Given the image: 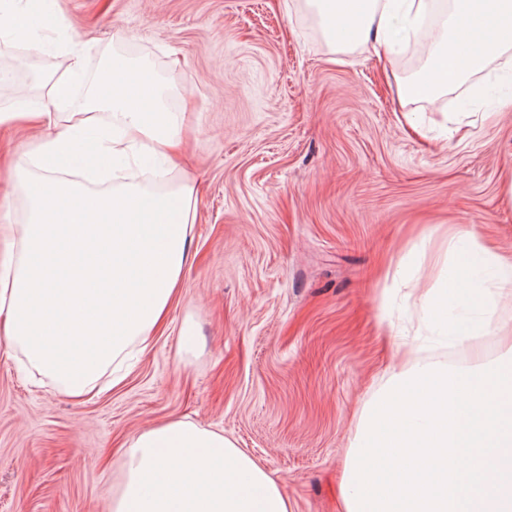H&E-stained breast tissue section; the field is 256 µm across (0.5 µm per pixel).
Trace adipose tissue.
<instances>
[{
    "label": "adipose tissue",
    "mask_w": 512,
    "mask_h": 512,
    "mask_svg": "<svg viewBox=\"0 0 512 512\" xmlns=\"http://www.w3.org/2000/svg\"><path fill=\"white\" fill-rule=\"evenodd\" d=\"M328 40L347 32L346 50H391L418 32L430 0H307ZM21 0H0V39L41 28ZM437 68L398 83L402 100L436 101L492 62L512 53V0H453L432 34ZM83 69L73 49L67 72L45 78V102L35 109L0 108V125L39 124L46 134L20 152L13 171L26 201L25 221L0 254V336L71 396L91 397L104 370L120 383L136 347L165 323L188 262L196 208L185 186L153 194L136 183L113 182L112 166L132 155L172 163L179 142L178 113L162 89L120 54L74 105L73 77ZM107 120H99V113ZM90 171L104 181H80ZM496 291L467 296L494 311L512 294V258L486 253ZM467 273L447 269L442 288L419 304L444 336L467 344L474 331L449 319ZM112 512H291L279 483L220 431L175 420L131 436L125 479Z\"/></svg>",
    "instance_id": "adipose-tissue-1"
}]
</instances>
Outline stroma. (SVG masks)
<instances>
[{"mask_svg":"<svg viewBox=\"0 0 512 512\" xmlns=\"http://www.w3.org/2000/svg\"><path fill=\"white\" fill-rule=\"evenodd\" d=\"M54 51L26 45L23 99L83 48L88 79L108 54L164 72L183 115L186 161L157 185L193 188L196 221L180 298L116 387L76 400L0 337V512H111L129 437L183 420L222 431L280 484L292 512H340L358 421L392 370L472 356L441 347L417 301L455 225L512 256V106L479 97L498 65L436 102L402 104L415 69L334 55L305 0H30ZM470 102L446 130L438 112ZM39 128H0V216L19 219L6 150ZM414 343L392 357L380 324ZM194 342L185 345L183 333ZM484 365L512 358V300L474 337Z\"/></svg>","mask_w":512,"mask_h":512,"instance_id":"stroma-1","label":"stroma"}]
</instances>
